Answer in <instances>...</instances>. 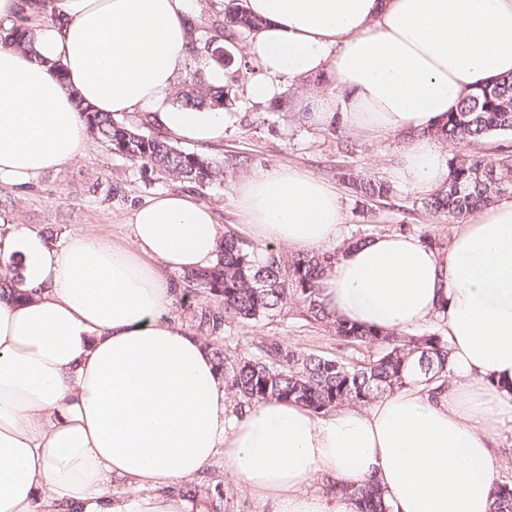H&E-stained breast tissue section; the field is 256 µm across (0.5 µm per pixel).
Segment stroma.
I'll return each mask as SVG.
<instances>
[{"label": "stroma", "mask_w": 512, "mask_h": 512, "mask_svg": "<svg viewBox=\"0 0 512 512\" xmlns=\"http://www.w3.org/2000/svg\"><path fill=\"white\" fill-rule=\"evenodd\" d=\"M246 71H238L232 90L237 97L232 121L224 131V142L208 148L207 154L224 170L222 182L194 188L199 200L211 204L222 229L246 236L241 224L232 181L253 170L271 165L295 166L336 187L346 213L343 237L373 236L405 230L449 240L457 228L432 216L421 206V194L394 183L398 148L403 139L394 135L369 137L345 126H328L302 116L305 85L285 87L280 100L258 103L249 98ZM351 168L390 183L392 196L361 208L350 189L337 178L339 170ZM178 182L131 165L108 151L97 140H89L83 156L57 171L40 176L26 188L0 184V215L26 227L62 237L69 230L85 227L117 243H124L130 212L138 205L166 193L180 191ZM267 336L322 355L353 357L352 349L325 327L307 322L290 307L273 319L234 325L225 344L231 351L252 350ZM212 500L215 512H261L258 498L237 487L216 463L197 481Z\"/></svg>", "instance_id": "35a3bbf8"}]
</instances>
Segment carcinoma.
Instances as JSON below:
<instances>
[{"label":"carcinoma","mask_w":512,"mask_h":512,"mask_svg":"<svg viewBox=\"0 0 512 512\" xmlns=\"http://www.w3.org/2000/svg\"><path fill=\"white\" fill-rule=\"evenodd\" d=\"M262 21L242 6L224 12L208 26L190 23L193 57L207 67L226 64L213 53L237 39L248 38ZM7 38L32 49L27 18L7 33ZM181 108L204 111L232 105L235 98L227 85H213L205 72L195 70L172 95ZM75 107L95 139L112 147L119 141V156L133 165L152 169L166 179L204 187L223 180L224 171L206 154L187 152L155 133L144 134L122 119L101 113L81 98ZM512 135V75L497 78L471 95L459 110L448 113L433 130L444 142L474 146L492 135ZM340 179L367 203L388 199L387 183L349 169ZM512 190V148L503 146L495 159L464 153L448 162V179L422 199V208L448 220L485 206ZM256 247L229 231L216 263L188 273V287L203 290L214 306L201 311V324L215 335L227 324L259 322L275 317L293 302L305 319L326 327L336 337L368 350L369 358L344 362L305 351L274 336L263 338L255 350L237 354L213 348L218 367L237 405L277 398L299 403L316 414L343 404H366L411 385L447 382L452 370L448 341L438 332L421 335L390 333L349 323L326 310L319 301L318 280L336 253L299 250L290 255L271 247L262 264L252 260ZM347 498L353 512H391L381 487L374 482L328 486ZM493 512H512V485L494 487Z\"/></svg>","instance_id":"cac0c4a2"}]
</instances>
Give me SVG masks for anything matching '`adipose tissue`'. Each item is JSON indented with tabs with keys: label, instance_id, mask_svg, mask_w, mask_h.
<instances>
[{
	"label": "adipose tissue",
	"instance_id": "ef3b65f1",
	"mask_svg": "<svg viewBox=\"0 0 512 512\" xmlns=\"http://www.w3.org/2000/svg\"><path fill=\"white\" fill-rule=\"evenodd\" d=\"M263 19L247 46L252 100L284 82L319 89L314 122L404 136L398 183L448 176L431 132L476 87L512 75V0H244ZM27 16L34 48L0 40V183L76 161L75 98L145 113L168 138L217 146L230 118L168 107L191 55L189 0H0V30ZM60 63L56 76L51 63ZM257 240L339 241L334 187L270 166L233 185ZM125 244L77 230L60 242L0 216V512H199L184 495L216 461L264 512H351L328 477L376 482L393 512H492L497 425L512 423V198L470 213L444 247L390 233L346 249L320 280L340 318L397 333L442 318L452 373L316 415L269 399L231 411L212 350L177 315L168 273L214 265L212 207L172 192L134 208Z\"/></svg>",
	"mask_w": 512,
	"mask_h": 512
}]
</instances>
